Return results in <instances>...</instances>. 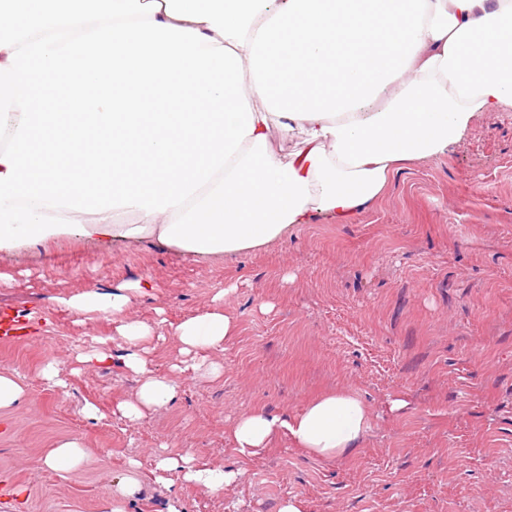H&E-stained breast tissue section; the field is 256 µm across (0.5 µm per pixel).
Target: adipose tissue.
Returning <instances> with one entry per match:
<instances>
[{
  "mask_svg": "<svg viewBox=\"0 0 512 512\" xmlns=\"http://www.w3.org/2000/svg\"><path fill=\"white\" fill-rule=\"evenodd\" d=\"M60 98L65 111L46 102ZM512 109V0H0V252L67 234L107 249L157 239L198 260L323 219L355 223L400 165L443 153L480 112ZM295 142L276 150L273 135ZM136 214L134 224L120 223ZM153 285L64 300L111 316L137 376L130 423L166 407L154 328L126 319ZM215 309L178 322L182 369L221 373L236 336ZM366 405L336 391L289 420L241 416L251 455L279 433L320 458L354 453ZM210 492L241 470L165 458Z\"/></svg>",
  "mask_w": 512,
  "mask_h": 512,
  "instance_id": "1",
  "label": "adipose tissue"
}]
</instances>
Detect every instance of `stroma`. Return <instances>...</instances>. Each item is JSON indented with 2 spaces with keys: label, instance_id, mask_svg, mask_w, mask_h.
Listing matches in <instances>:
<instances>
[{
  "label": "stroma",
  "instance_id": "35a3bbf8",
  "mask_svg": "<svg viewBox=\"0 0 512 512\" xmlns=\"http://www.w3.org/2000/svg\"><path fill=\"white\" fill-rule=\"evenodd\" d=\"M0 274L14 279L0 311L31 325L29 339L0 345V373L28 393L0 430V512H103L132 459L141 488L125 512H164L172 498L185 512H277L291 497L304 512H512V111L479 113L447 153L394 171L353 224L318 221L208 262L153 239L108 254L65 235L0 252ZM144 276L154 289L127 315L159 334L158 374L178 358L171 323L219 305L238 334L216 356L219 378L181 374L176 399L132 424L117 405L136 380L74 360L113 335L111 319L75 322L60 301ZM49 362L61 385L42 377ZM336 390L371 415L352 457L319 458L283 434L253 455L234 448L242 415L287 419ZM397 398L405 408L389 412ZM70 437L91 463L46 467ZM185 453L244 475L210 493L158 469Z\"/></svg>",
  "mask_w": 512,
  "mask_h": 512
}]
</instances>
